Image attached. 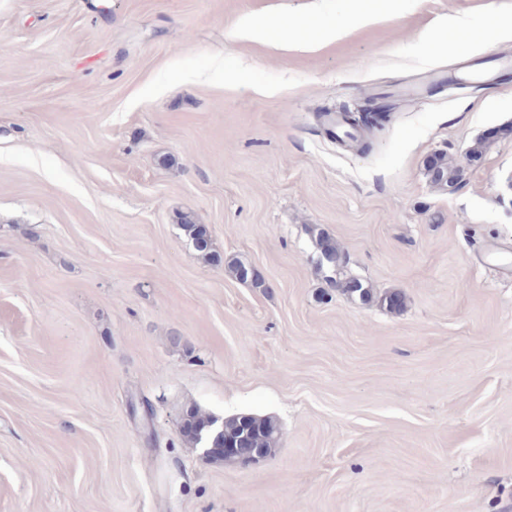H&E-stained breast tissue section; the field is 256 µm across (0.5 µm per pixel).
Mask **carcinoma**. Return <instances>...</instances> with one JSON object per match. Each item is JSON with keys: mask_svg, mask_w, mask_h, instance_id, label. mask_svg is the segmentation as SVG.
<instances>
[{"mask_svg": "<svg viewBox=\"0 0 512 512\" xmlns=\"http://www.w3.org/2000/svg\"><path fill=\"white\" fill-rule=\"evenodd\" d=\"M428 172L434 183L446 187L453 185L457 179L456 169L448 163L444 155L436 156L431 160ZM180 227L206 261L210 263L216 261L207 228L204 225L197 223L193 216L184 214L180 217ZM317 245L328 267L333 272H338L346 263V254L323 231L317 233ZM227 269L235 278L245 283L249 282L256 288L263 286V281L253 275L251 267L242 261H228ZM343 291L357 297L363 303L375 301L390 310H398L404 305V296L401 293L393 291L378 296L360 279H351L346 282ZM183 419L190 424V429L183 433L184 440L195 448H208L216 438L228 442L244 440L251 448L264 449V456L267 457L279 442L280 427L271 417L241 414L225 419L222 427L219 428L215 416L191 407L185 411Z\"/></svg>", "mask_w": 512, "mask_h": 512, "instance_id": "obj_1", "label": "carcinoma"}]
</instances>
